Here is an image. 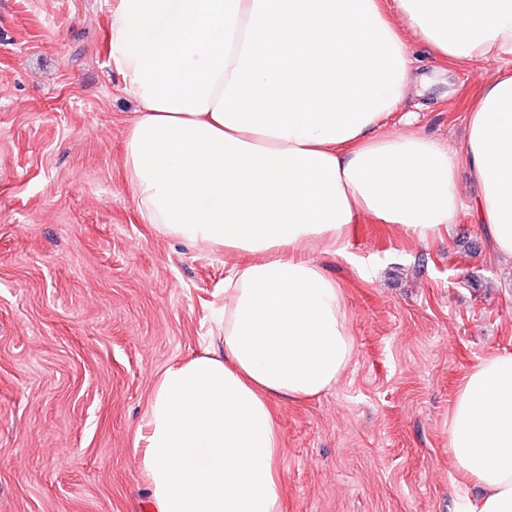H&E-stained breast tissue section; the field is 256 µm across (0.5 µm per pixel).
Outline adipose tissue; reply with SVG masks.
<instances>
[{
	"label": "adipose tissue",
	"mask_w": 512,
	"mask_h": 512,
	"mask_svg": "<svg viewBox=\"0 0 512 512\" xmlns=\"http://www.w3.org/2000/svg\"><path fill=\"white\" fill-rule=\"evenodd\" d=\"M415 44L480 76L462 148L401 111L429 85ZM108 52L141 219L232 255L219 349L159 375L134 441L152 512H284L275 405L354 355L320 256L363 219L427 242L467 218L512 257V0H112ZM448 453L478 493L460 512H512V353L464 377Z\"/></svg>",
	"instance_id": "obj_1"
}]
</instances>
